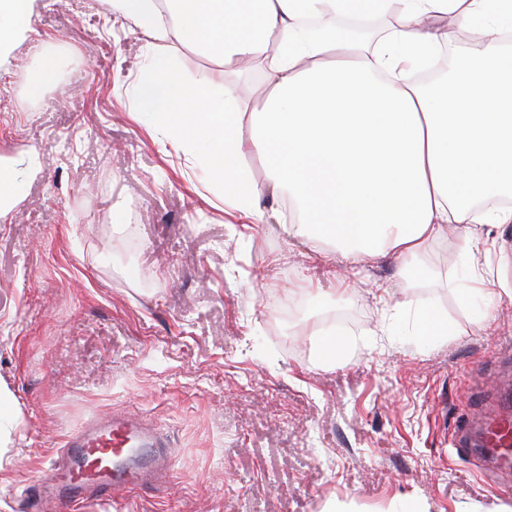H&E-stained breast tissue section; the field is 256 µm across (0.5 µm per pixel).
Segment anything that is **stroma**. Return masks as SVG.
I'll use <instances>...</instances> for the list:
<instances>
[{
	"mask_svg": "<svg viewBox=\"0 0 512 512\" xmlns=\"http://www.w3.org/2000/svg\"><path fill=\"white\" fill-rule=\"evenodd\" d=\"M36 37L0 63V157L41 172L0 220V512H46L41 484L69 433L104 415L151 418L175 481L87 497L76 512H512V470L481 475L453 446L491 403L512 349V300L479 329L459 299L471 266L456 236L421 275L387 256L358 267L288 236L284 197L243 228L200 156L139 120L134 84L157 54L184 81H224L252 112L260 67L217 66L145 36L100 0H45ZM60 66L57 87L28 74ZM448 319L428 347L411 308ZM351 315V346L323 366L314 335Z\"/></svg>",
	"mask_w": 512,
	"mask_h": 512,
	"instance_id": "1",
	"label": "stroma"
}]
</instances>
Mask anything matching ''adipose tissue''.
<instances>
[{
    "mask_svg": "<svg viewBox=\"0 0 512 512\" xmlns=\"http://www.w3.org/2000/svg\"><path fill=\"white\" fill-rule=\"evenodd\" d=\"M149 38L177 39L219 65L266 62L263 94L242 133L231 91L187 85L153 56L134 91L138 115L176 148L199 154L239 217L265 221L262 194L288 195L295 220L284 231L312 238L356 265L396 256L410 269L455 232L469 255L477 229L511 224L512 207L477 210L512 197V0H107ZM36 0H0V51L35 32ZM399 8V26L364 50L336 29L309 34L306 14ZM451 18L455 32L436 27ZM480 33L484 48L442 83L412 79L451 35ZM268 171L257 187L246 154ZM40 172L0 161V215ZM488 280L473 272L460 298L478 327L492 319Z\"/></svg>",
    "mask_w": 512,
    "mask_h": 512,
    "instance_id": "ef3b65f1",
    "label": "adipose tissue"
}]
</instances>
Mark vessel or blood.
<instances>
[{"mask_svg": "<svg viewBox=\"0 0 512 512\" xmlns=\"http://www.w3.org/2000/svg\"><path fill=\"white\" fill-rule=\"evenodd\" d=\"M457 443L486 469L512 468V388L463 423ZM63 483L77 496L115 497L146 488L149 478L173 480V459L166 439L146 420L112 414L70 433L62 448Z\"/></svg>", "mask_w": 512, "mask_h": 512, "instance_id": "1", "label": "vessel or blood"}]
</instances>
